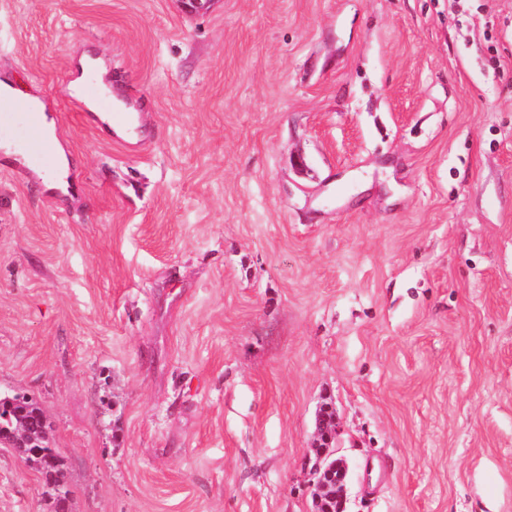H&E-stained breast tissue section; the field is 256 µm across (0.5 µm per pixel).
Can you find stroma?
<instances>
[{"instance_id":"obj_1","label":"stroma","mask_w":512,"mask_h":512,"mask_svg":"<svg viewBox=\"0 0 512 512\" xmlns=\"http://www.w3.org/2000/svg\"><path fill=\"white\" fill-rule=\"evenodd\" d=\"M4 73L75 160L0 153V394L71 512H314L325 402L346 512H512V0H0ZM90 67L96 68L100 76H104L107 73L105 60L101 56H94L87 51L82 52L75 62L74 78L68 86V92L71 95H79L81 93L85 73ZM43 132L51 138L56 151V160L51 168L48 170L39 168L33 165L28 157L18 155L12 150V145L9 141L4 140L2 149L5 156H12L16 162L36 180H39L43 189L51 194L57 196H67L68 187L70 185L69 177L73 169V162L71 161L65 148L59 143L55 133V123L53 118L43 115ZM36 414L43 415L41 408L33 401H26L19 397H11L10 399L0 397V427H7L3 433L0 429V437L6 436L4 434L7 432H27L28 437L34 440L28 447L35 451L33 454L27 450L26 442L20 437H11L8 441L9 449L22 459L28 455L27 463L41 474L47 453L58 452L56 448H51L47 424L44 427H39V424L36 423ZM41 452L47 453L42 454Z\"/></svg>"}]
</instances>
